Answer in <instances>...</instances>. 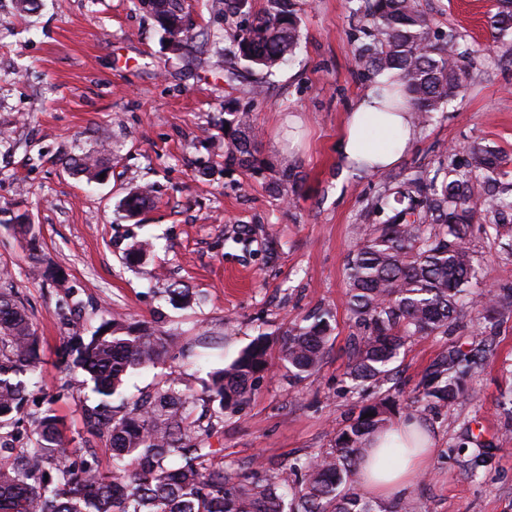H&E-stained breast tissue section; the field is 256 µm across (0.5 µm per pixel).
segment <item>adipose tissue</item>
I'll list each match as a JSON object with an SVG mask.
<instances>
[{
	"label": "adipose tissue",
	"instance_id": "1",
	"mask_svg": "<svg viewBox=\"0 0 512 512\" xmlns=\"http://www.w3.org/2000/svg\"><path fill=\"white\" fill-rule=\"evenodd\" d=\"M381 91V84L373 83L348 116L345 131L337 143V153L345 170H352L363 161L368 162L374 172L392 168L416 138L417 122L411 108L399 112L380 110ZM416 428V423L400 419L390 423L376 440L367 443L359 460L358 478L369 496L402 497L426 471L432 444L426 440L410 445ZM404 447L409 453L396 465L380 466L379 449Z\"/></svg>",
	"mask_w": 512,
	"mask_h": 512
}]
</instances>
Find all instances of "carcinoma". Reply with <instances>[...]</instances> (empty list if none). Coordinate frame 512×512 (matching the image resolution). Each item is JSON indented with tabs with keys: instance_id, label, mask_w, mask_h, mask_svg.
<instances>
[{
	"instance_id": "obj_1",
	"label": "carcinoma",
	"mask_w": 512,
	"mask_h": 512,
	"mask_svg": "<svg viewBox=\"0 0 512 512\" xmlns=\"http://www.w3.org/2000/svg\"><path fill=\"white\" fill-rule=\"evenodd\" d=\"M249 0H208L220 16L247 8ZM264 14L233 40L229 54L249 72L267 78L291 59L300 42L294 0H267ZM350 7L369 20L370 42L357 62L371 77L387 75L384 89L394 106L403 98L425 123L444 111L464 87L462 58L476 54L461 47L453 30L438 38L419 0H361ZM492 26L499 38L512 37V0H495ZM175 43L180 56L207 45L210 34L180 23L179 0H138ZM224 135L231 148L224 167L255 171L249 120L224 107ZM109 160L106 150L68 158L69 169L94 182ZM507 159L495 148L474 141L448 153L433 170L403 178L379 195L377 224L360 229V241L347 264V305L355 324L367 329L352 348L347 378L353 388H380L390 379L407 342L416 336L452 330L464 311L491 323L512 314V289L485 298L477 292L482 267L472 247L473 225L498 230L512 222V196L505 179ZM154 187H135L122 201L124 217L133 219L150 202ZM417 208H398L404 201ZM14 230L29 237L32 272L54 273L38 253L31 224L21 215L10 219ZM327 311L295 322L283 337L281 363L288 379H305L320 368L333 328ZM168 332L133 327L108 310L83 338L72 366L86 378L96 399L83 408L87 426L106 438L112 470L99 467L89 454L69 460L60 420L50 410L36 417L32 447L17 451L11 441L32 376L40 364L39 336L20 300L0 290V512H415L410 501L372 502L350 492L358 475L367 438L384 429L396 404L388 395L363 404L336 435L332 448L288 464L297 481L277 475L232 476L224 472L222 450L210 438L223 423L224 411L243 403L271 368L269 338L255 337L227 366L209 374L201 393L179 378L167 377L148 394L132 401L121 388L134 371L161 363L168 354ZM490 346L467 352L448 348L440 364L427 373L416 401L451 406L462 393L461 378L483 366ZM72 380L63 389L74 388ZM214 407L194 415L196 403ZM373 416H367V413Z\"/></svg>"
}]
</instances>
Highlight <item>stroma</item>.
Here are the masks:
<instances>
[{
  "label": "stroma",
  "instance_id": "stroma-1",
  "mask_svg": "<svg viewBox=\"0 0 512 512\" xmlns=\"http://www.w3.org/2000/svg\"><path fill=\"white\" fill-rule=\"evenodd\" d=\"M420 3L437 30L455 31L481 52L465 63L458 99L419 127L395 167L369 174L343 172L336 152L348 113L370 86L355 61L363 35L347 0H298L299 52L257 92L225 83V59L215 51L174 57L137 0H41L29 17L0 0V210L30 216L41 255L63 276L55 283L33 275L27 240L0 223V287L24 304L41 340V378L26 413L53 409L68 449L89 448L111 469L109 450L82 415L87 392L62 388L65 377H82L61 358L73 343L58 315L66 296L82 302L85 327L106 309L173 336L164 362L124 385L135 396L168 374L199 388L258 334L281 338L292 322L326 309L334 331L321 368L292 382L274 365L225 411L211 443L232 475L273 474L331 448L360 403L346 379L361 334L347 308L346 267L372 200L389 179L433 169L448 149L475 141L512 160V42L495 37L494 0ZM181 4L196 30L221 31L229 45L267 0L220 20L203 0ZM226 104L248 113L263 174L225 170ZM102 144L112 149L103 181L89 186L65 169L75 147ZM285 174L295 196L274 185ZM146 183L153 203L140 223L125 220L121 199ZM142 240L151 249L129 264ZM473 248L483 288L512 287V225L475 231ZM172 286L187 289L189 303L171 304ZM483 340L492 352L454 405L415 403L435 438L431 465L406 495L419 512H512V316L488 329L467 316L451 334L413 338L386 387L397 403L414 402L449 346ZM485 451L491 465L472 476L470 457Z\"/></svg>",
  "mask_w": 512,
  "mask_h": 512
}]
</instances>
